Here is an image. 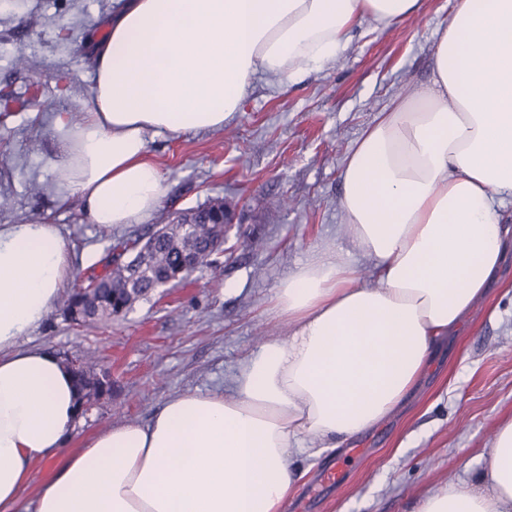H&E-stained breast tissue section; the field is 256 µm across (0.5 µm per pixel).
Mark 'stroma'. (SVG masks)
Returning <instances> with one entry per match:
<instances>
[{
	"label": "stroma",
	"mask_w": 512,
	"mask_h": 512,
	"mask_svg": "<svg viewBox=\"0 0 512 512\" xmlns=\"http://www.w3.org/2000/svg\"><path fill=\"white\" fill-rule=\"evenodd\" d=\"M119 0H0V224L58 225L76 253L70 288L103 275L114 243L144 238L172 214L224 199L233 222L212 265L157 290L111 327L83 329L52 310L23 337L58 356L87 355L112 375V393L78 420L75 441L124 422H145L168 399L223 386L243 355L292 328L273 313L281 282L314 255L354 259L365 285L370 260L356 255L340 208L347 153L378 112L427 83L431 51L454 0H422L416 17L354 27L335 63L285 85L255 78L242 112L223 129L156 137L149 145L165 196L145 222L101 234L77 199H54L63 146L52 119L82 118L95 46ZM39 25H30V17ZM35 68L20 67V55ZM44 185L42 195L30 192ZM502 283L478 299L459 335L437 352L397 414L352 445L300 455L304 476L283 512H416L430 492L484 467L498 422L512 415V255ZM360 448L356 463L341 462ZM335 483L320 475L333 466Z\"/></svg>",
	"instance_id": "35a3bbf8"
}]
</instances>
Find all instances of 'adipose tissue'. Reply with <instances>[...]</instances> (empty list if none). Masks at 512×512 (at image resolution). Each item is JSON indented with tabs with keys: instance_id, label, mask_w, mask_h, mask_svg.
<instances>
[{
	"instance_id": "obj_1",
	"label": "adipose tissue",
	"mask_w": 512,
	"mask_h": 512,
	"mask_svg": "<svg viewBox=\"0 0 512 512\" xmlns=\"http://www.w3.org/2000/svg\"><path fill=\"white\" fill-rule=\"evenodd\" d=\"M420 0H124L97 46L90 98L73 124L56 197L102 229L138 224L164 196L157 136L217 130L257 75L281 83L335 61L363 19L392 25ZM431 80L357 138L341 210L376 286L339 253L281 284L293 328L238 364L228 384L184 392L149 422L72 448L74 377L22 345L76 266L57 225L0 224V512H282L308 438L346 442L407 399L440 343L497 279L512 227V0H456L439 26ZM48 473L33 483L34 467ZM417 512H512V418L474 482L426 495Z\"/></svg>"
}]
</instances>
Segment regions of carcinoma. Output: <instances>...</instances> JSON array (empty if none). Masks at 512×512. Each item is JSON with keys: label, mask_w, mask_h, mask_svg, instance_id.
Here are the masks:
<instances>
[{"label": "carcinoma", "mask_w": 512, "mask_h": 512, "mask_svg": "<svg viewBox=\"0 0 512 512\" xmlns=\"http://www.w3.org/2000/svg\"><path fill=\"white\" fill-rule=\"evenodd\" d=\"M225 204L215 199L201 209L191 210L177 217L176 222L165 224L148 239V245L137 247V241L121 240L113 247L109 271L101 278L90 280L84 288L70 293L66 302L73 305L77 322L75 326L91 328L100 323L112 321L118 315L117 307L125 304L130 309L170 279L181 283L188 274H178L182 260L189 253L197 255V267L212 263L207 251L210 241H224ZM133 257L120 261L126 254ZM65 364L72 372L78 392V399L96 403L98 397V371L91 361L75 365L74 360L65 358Z\"/></svg>", "instance_id": "carcinoma-1"}]
</instances>
